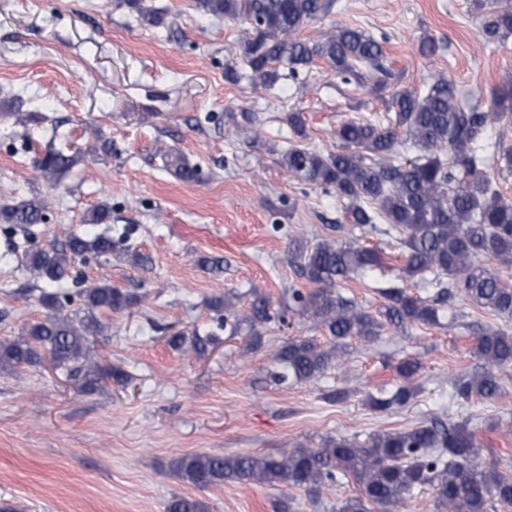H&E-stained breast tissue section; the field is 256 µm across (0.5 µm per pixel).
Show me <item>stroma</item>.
Listing matches in <instances>:
<instances>
[{"instance_id": "obj_1", "label": "stroma", "mask_w": 512, "mask_h": 512, "mask_svg": "<svg viewBox=\"0 0 512 512\" xmlns=\"http://www.w3.org/2000/svg\"><path fill=\"white\" fill-rule=\"evenodd\" d=\"M153 4L177 20L175 33L138 26L123 0H0V209L35 194L55 199L34 238L6 235L0 222V253L21 254L82 230L85 213L104 202L112 219L103 232L153 258L143 270L92 254L80 267L82 277L142 297L131 311L100 312L95 388L47 360L0 369V512H165L175 496L195 497L205 512H277L283 500L291 512H377L350 479L317 494L259 484L201 490L173 464L199 451L275 454L456 421L451 383L480 369L476 334L512 332V321L461 298L439 324L391 330L372 344L348 339L343 361L317 381L274 383L286 341L330 342L308 314L288 309L289 289H312L290 262L291 237L310 247L328 237V225L341 224L338 242L382 249L384 271L341 289L374 312L383 303L378 286L397 276L404 257L396 239L347 226L335 195L281 166L286 116L302 113L305 145L327 153L336 148L338 124L383 114L386 98L343 82L321 62L271 91L228 82L224 71L241 62L245 24L203 15L192 0ZM338 25L384 37L397 89H419L442 74L468 99L512 80V45L483 49L475 0H336L302 35L314 39ZM424 35L439 44L433 57L419 51ZM18 111L37 119L16 125ZM244 111L261 121L256 142L237 131L234 118ZM210 112L215 121H206ZM98 137L111 141L112 154L79 163L56 185L40 175L36 160L47 149L82 151ZM169 148L200 164L201 182L165 171ZM204 257L223 258V274L202 268ZM45 288L19 261L0 262V341L44 319ZM255 290L268 296L273 314L260 328L261 346H252L246 326L202 355L169 346L167 327L206 334L215 299L232 297L243 311ZM405 357L421 366L420 393L401 409L373 411L369 395L399 385L396 366ZM114 367L128 373L127 385L109 378ZM339 391L344 400H336Z\"/></svg>"}]
</instances>
